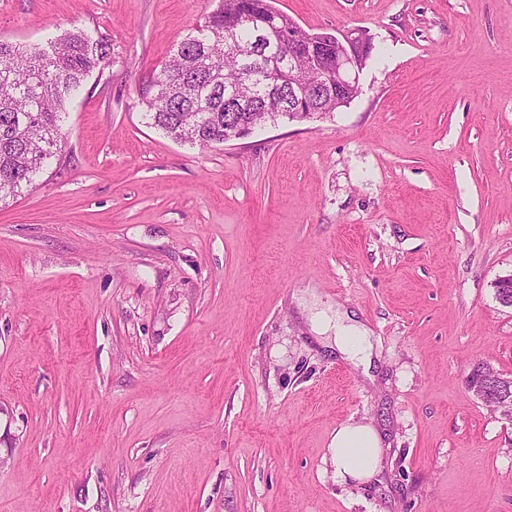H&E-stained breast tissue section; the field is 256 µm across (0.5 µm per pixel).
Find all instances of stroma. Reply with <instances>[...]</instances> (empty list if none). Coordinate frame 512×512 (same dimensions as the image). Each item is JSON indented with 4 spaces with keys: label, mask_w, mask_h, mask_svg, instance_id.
Returning a JSON list of instances; mask_svg holds the SVG:
<instances>
[{
    "label": "stroma",
    "mask_w": 512,
    "mask_h": 512,
    "mask_svg": "<svg viewBox=\"0 0 512 512\" xmlns=\"http://www.w3.org/2000/svg\"><path fill=\"white\" fill-rule=\"evenodd\" d=\"M359 27L358 96L217 147L140 86L212 0H0V40L79 26L112 62L35 186L0 205V512H512V0H275ZM350 310L376 383L303 331ZM374 421L380 481L331 439ZM486 386L479 390H472V394L487 404L492 397L500 399L501 395L512 397V377L501 373H492L486 379Z\"/></svg>",
    "instance_id": "stroma-1"
}]
</instances>
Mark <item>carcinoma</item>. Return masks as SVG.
I'll use <instances>...</instances> for the list:
<instances>
[{
	"label": "carcinoma",
	"mask_w": 512,
	"mask_h": 512,
	"mask_svg": "<svg viewBox=\"0 0 512 512\" xmlns=\"http://www.w3.org/2000/svg\"><path fill=\"white\" fill-rule=\"evenodd\" d=\"M290 28L299 40L309 39L275 0H218L204 24L142 83L140 96L152 124L178 142L213 146L224 143L230 125L304 121L299 112L283 111V91L275 80L259 84L257 98L236 109L225 103L226 86L251 83ZM111 58L108 41L77 26L44 46L0 41V202L32 186L56 156L67 101Z\"/></svg>",
	"instance_id": "1"
}]
</instances>
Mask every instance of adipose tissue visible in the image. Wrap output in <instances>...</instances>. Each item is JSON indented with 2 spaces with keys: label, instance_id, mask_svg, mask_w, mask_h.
Wrapping results in <instances>:
<instances>
[{
  "label": "adipose tissue",
  "instance_id": "adipose-tissue-1",
  "mask_svg": "<svg viewBox=\"0 0 512 512\" xmlns=\"http://www.w3.org/2000/svg\"><path fill=\"white\" fill-rule=\"evenodd\" d=\"M311 329L324 345L354 365L370 368L374 352L369 329L343 316L318 312L311 320ZM331 463L337 480L366 483L376 475L384 455L383 437L369 423L340 426L331 443Z\"/></svg>",
  "mask_w": 512,
  "mask_h": 512
}]
</instances>
